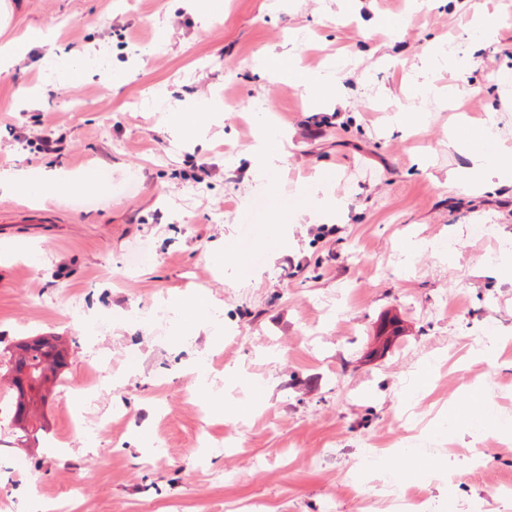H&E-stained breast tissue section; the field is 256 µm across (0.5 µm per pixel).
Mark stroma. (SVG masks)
<instances>
[{
  "label": "stroma",
  "instance_id": "stroma-1",
  "mask_svg": "<svg viewBox=\"0 0 512 512\" xmlns=\"http://www.w3.org/2000/svg\"><path fill=\"white\" fill-rule=\"evenodd\" d=\"M203 7L0 0V44L43 35L0 65V170L112 174L90 205L0 191V245L20 248L0 351L68 347L36 443L0 364V512H31L33 489L81 512H391L350 468L381 445L419 449L425 512H512V431L445 426L473 385L512 420V186L448 181L468 164L459 120L496 122L512 156V0ZM318 73L335 96H306ZM264 133L283 159L260 189ZM50 134L63 149L39 152ZM318 187L335 218L301 211ZM481 329L496 355L458 354Z\"/></svg>",
  "mask_w": 512,
  "mask_h": 512
}]
</instances>
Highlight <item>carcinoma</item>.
<instances>
[{
  "label": "carcinoma",
  "instance_id": "carcinoma-1",
  "mask_svg": "<svg viewBox=\"0 0 512 512\" xmlns=\"http://www.w3.org/2000/svg\"><path fill=\"white\" fill-rule=\"evenodd\" d=\"M67 363V351L55 339L35 336L23 339L8 350L7 366L12 374L11 407L18 429L33 436L43 430L36 415L44 406V389L55 383Z\"/></svg>",
  "mask_w": 512,
  "mask_h": 512
}]
</instances>
